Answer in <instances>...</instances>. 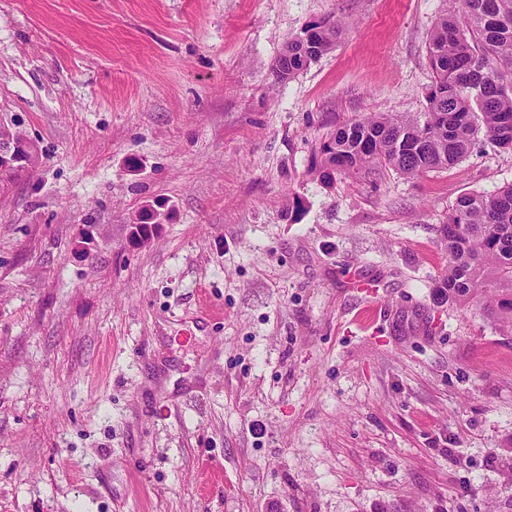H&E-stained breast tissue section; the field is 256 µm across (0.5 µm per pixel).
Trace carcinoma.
I'll list each match as a JSON object with an SVG mask.
<instances>
[{
	"label": "carcinoma",
	"mask_w": 512,
	"mask_h": 512,
	"mask_svg": "<svg viewBox=\"0 0 512 512\" xmlns=\"http://www.w3.org/2000/svg\"><path fill=\"white\" fill-rule=\"evenodd\" d=\"M428 45L434 81L428 111L374 113L354 119L320 147L315 161L325 181L336 175H407L446 169L470 152L482 130L512 150V0H451ZM340 26L308 25L275 64L291 79L328 53ZM448 264L440 294L460 305L479 304L512 332V184L492 193L461 195L443 226Z\"/></svg>",
	"instance_id": "cac0c4a2"
}]
</instances>
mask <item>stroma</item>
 Instances as JSON below:
<instances>
[{"instance_id": "stroma-1", "label": "stroma", "mask_w": 512, "mask_h": 512, "mask_svg": "<svg viewBox=\"0 0 512 512\" xmlns=\"http://www.w3.org/2000/svg\"><path fill=\"white\" fill-rule=\"evenodd\" d=\"M447 8L0 0V120L39 151L0 188V512H512V334L435 294L449 210L512 152L309 172L426 111ZM340 32L336 23L319 22L308 25L304 36L288 42L275 64V74L280 82L291 79L307 69L335 45Z\"/></svg>"}]
</instances>
